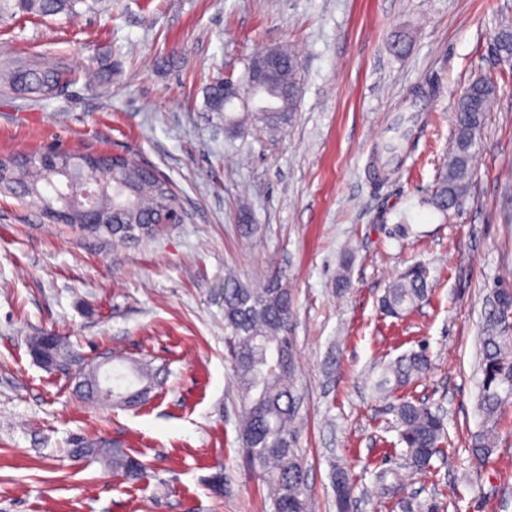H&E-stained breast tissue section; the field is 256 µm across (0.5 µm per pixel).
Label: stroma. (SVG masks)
<instances>
[{
    "label": "stroma",
    "mask_w": 512,
    "mask_h": 512,
    "mask_svg": "<svg viewBox=\"0 0 512 512\" xmlns=\"http://www.w3.org/2000/svg\"><path fill=\"white\" fill-rule=\"evenodd\" d=\"M506 23L512 0H84L72 14L0 20V67L37 58L79 75L42 99L0 87V154H127L172 183L183 211L123 243L0 194V512H275L240 445L224 330L225 289L275 270L294 295L309 512H336L335 464L353 475L358 512H512V401L489 463L467 450L483 425L489 301L512 289V69L490 51ZM269 46L300 59L292 119L228 128L207 88ZM89 69L110 85L87 81ZM485 75L497 104L470 191L444 215L427 200L454 102ZM410 122L398 174L378 183L373 164ZM414 263L429 270V300L384 315L381 296ZM45 332L88 360L111 352L116 373L149 363L158 383L134 409L79 400L31 358L27 337ZM421 344L432 369L410 392L440 411L448 442L416 472L393 400L371 382ZM94 435L120 442L147 478L69 456L73 438ZM393 470L395 493L375 480Z\"/></svg>",
    "instance_id": "1"
}]
</instances>
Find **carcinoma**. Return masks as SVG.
Returning <instances> with one entry per match:
<instances>
[{
	"mask_svg": "<svg viewBox=\"0 0 512 512\" xmlns=\"http://www.w3.org/2000/svg\"><path fill=\"white\" fill-rule=\"evenodd\" d=\"M78 0H0V18L16 14L39 17L72 10ZM491 51L504 63L512 65V26L506 24L494 37ZM276 80L250 89L248 80L239 86H225L216 79L209 88L208 103L214 112L225 110V101L237 92L260 97L253 107V117L267 127L288 124L301 95L297 78L299 61L290 51L277 48ZM9 86L25 94L47 96L69 80L66 70L38 62L0 71ZM470 92L458 97L454 105V135L448 156L439 168L430 196L432 206L444 213L467 194L472 181V164L480 145L481 129L487 113L498 97L497 83L479 78L469 84ZM105 161L89 171L98 177L99 211L116 214L111 224H90L91 236L126 241L153 236L159 227L149 223L162 211L178 213L179 201L171 186L140 166L134 158L101 154ZM80 154L47 151L28 157L6 156L0 164V193L28 198L39 205L61 204L67 223L86 221L84 202L79 187H72L66 197H47L44 189L55 184L67 171L75 172ZM433 285L428 269L421 264L408 266L380 298L383 312L393 317L418 307L427 300ZM494 301L488 313L482 340L480 369L482 379L478 406L484 415L483 429L473 436L471 454L484 463L498 446V411L503 401L512 396V293L506 289L493 292ZM294 317L291 290L283 272L273 271L259 287L238 284L224 292V328L230 365L243 403L240 439L247 463L261 471L273 491L275 512H308L306 470L296 448L294 423L298 406L292 384L295 366V344L289 336ZM29 354L66 373L78 375L76 393L84 399L103 400L100 368L80 362V358L64 337L42 333L28 341ZM430 367L425 349L412 350L383 364L374 389L394 394L422 378ZM155 374L147 366L136 369L142 387L130 391H112V398L123 404H137L151 389ZM396 421L399 443L415 469L431 466L441 453L446 438L442 415L424 402H416L406 394L396 397ZM71 455L80 459H97L128 480L148 477L143 464L135 457L112 447L102 439L78 438ZM331 482L338 512H352L355 505L354 482L347 470L333 468Z\"/></svg>",
	"mask_w": 512,
	"mask_h": 512,
	"instance_id": "cac0c4a2",
	"label": "carcinoma"
}]
</instances>
